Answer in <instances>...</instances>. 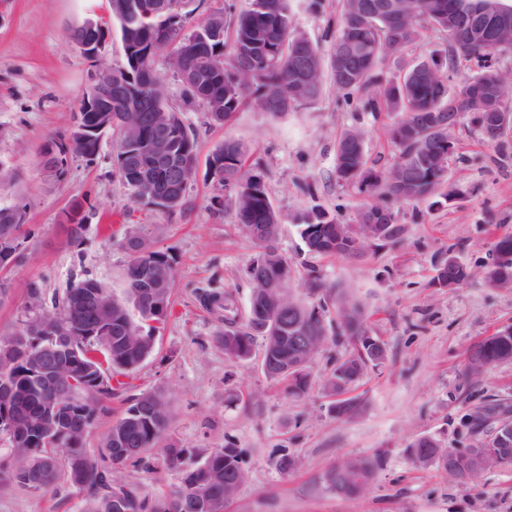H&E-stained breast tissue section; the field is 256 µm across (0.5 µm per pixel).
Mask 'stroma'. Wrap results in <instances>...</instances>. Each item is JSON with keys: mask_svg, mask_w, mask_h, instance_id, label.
<instances>
[{"mask_svg": "<svg viewBox=\"0 0 512 512\" xmlns=\"http://www.w3.org/2000/svg\"><path fill=\"white\" fill-rule=\"evenodd\" d=\"M290 9L297 29L329 54L325 28L339 0H322L316 14L308 0H290ZM109 15V0H0V163L20 173L16 186L0 189V202L24 198L34 232L25 262L0 278V338L24 320L32 281L46 307L85 279L124 298L129 236L152 241L176 269L173 313L151 356L124 375L109 400L87 441L90 453L99 454L104 434L133 398L157 391L170 403L164 441L183 448L184 466L228 442L243 449L248 479L224 512H512V470L487 471L463 488L437 466L416 465L408 452L424 436L445 448L473 447L469 414L488 400L512 406V362L478 377L465 369L473 343L512 326V288L487 287L479 275L493 240L512 234V153L486 146L474 124L462 120L446 181L434 196L397 207L404 240L358 261H337L309 255L293 219L317 206L352 221L363 199L336 182V137L359 126L368 156L390 161L386 115L346 103L329 83L315 104L278 118L253 106L222 128L210 125L203 110L183 112L201 154L232 137L262 160L270 199L284 217L277 243L298 278L313 272L327 287L350 292L365 306L372 335L385 342L384 364L353 387L360 411L336 418L322 393L334 345L312 362L311 388L300 398L265 376L260 353L233 362L216 348L224 323L200 308L195 291H232L239 315H246L252 291L246 267L255 249L232 216L215 217L204 172L189 183L183 212L168 215L138 209L114 179L111 136L102 138L95 162L71 158L59 176L42 167L44 143L69 128L88 83V62L70 42L71 29L90 18L108 22L106 59L123 60ZM75 206L82 221L71 224L66 214ZM450 256L474 276L459 288L435 287L436 268ZM284 452L297 459L285 474L276 467ZM375 454L381 466L364 495L328 490L323 475L336 462ZM83 508L81 494L67 484L47 494L23 488L0 494V512Z\"/></svg>", "mask_w": 512, "mask_h": 512, "instance_id": "obj_1", "label": "stroma"}]
</instances>
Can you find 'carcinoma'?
Here are the masks:
<instances>
[{
    "label": "carcinoma",
    "instance_id": "carcinoma-1",
    "mask_svg": "<svg viewBox=\"0 0 512 512\" xmlns=\"http://www.w3.org/2000/svg\"><path fill=\"white\" fill-rule=\"evenodd\" d=\"M165 2L110 0L122 45L142 58L137 69L127 56L117 66L102 59L92 61L91 83L81 97L85 103L110 91L113 172L138 206L149 210L162 206L168 214L183 210L185 191L199 162L196 135L184 124L181 111L168 104L166 86L155 72L160 57L180 82L184 102L202 104L214 126L228 124L251 100L262 108L272 100L288 98L289 111L295 112L321 95L328 69L336 87L366 98L370 111L394 114L388 131L394 155L388 163L368 157L360 128H346L337 136L336 180L376 202L362 208L353 224H343L317 208L302 214L298 233L310 254L357 260L377 242L400 240L405 228L397 223L392 204L425 199L445 181L456 152L452 132L464 116L472 117L488 146L507 147V130L494 125V112L499 97L512 85V76L489 63L495 56L512 55V46L502 45L512 33L495 32L490 18L497 14L512 20V5L506 0H343L336 22L329 26L328 61L297 30L288 0H249L248 8L238 13L227 3L199 18L202 0H182L179 11L170 16L158 12ZM429 28L443 34L444 52L414 63L396 81L386 79L385 61L416 44ZM302 49L307 76L296 82L293 62ZM465 62L475 63L476 70L449 85L447 72ZM159 114L174 127V149L182 156V177L175 182L136 176ZM90 116L76 112L71 130L50 140L43 151L45 169L63 173L67 163L63 148L70 140L76 143L73 155L96 156L101 135L79 146L80 128L89 125ZM205 167L215 190L226 193L215 215L224 218V204H230L235 228L257 249L247 267L252 293L244 320L238 318L231 293L216 288L199 293L203 307L217 304L224 310V334L214 337L216 346L227 359L243 361L261 345L266 377L283 385L288 395L302 397L310 388L309 364L329 337L345 349L323 383L332 397L330 411L338 419L356 414L360 403L346 396L349 387L385 361L384 344L371 335L363 307L345 293L331 296L317 276L299 285L305 297L293 290L294 271L276 246L282 215L268 195L261 162L250 161L245 143L224 139L209 152ZM26 209L21 199L0 204V272L10 271L26 256L14 246L17 238L31 237L25 227ZM250 224L261 230L256 239L248 232ZM126 246L135 249L125 273L126 300L112 297V291L94 279L78 283L66 295L60 314L72 344L26 335L31 316L12 336L0 340V369L9 370L12 382L11 393L0 395V416L7 414L15 423L11 430L0 429V437L9 444L8 459L0 463V489L20 486L47 493L68 483L67 474L73 472L86 502L84 512H112L114 496L119 497L120 512H213L211 499L234 495L248 479L241 451L230 442L208 452L198 467L182 471L180 484L165 501H153L135 487L114 481V475L129 464L150 473L160 462L176 469L182 463L181 448L170 446L162 449L163 458L155 456L169 424L168 400H155L157 393H141L112 423L100 459L86 448L85 430H93L107 411L106 402L116 390L112 380L151 355L154 332L173 311L176 273L168 255L140 237L129 239ZM491 253V262L482 267V280L490 288L512 286V234L497 237ZM158 267L166 273V287L157 296L147 283V272ZM284 272L288 278L282 287H268ZM473 276L465 264L445 262L437 269L434 285L458 287ZM96 291L112 299L111 335L102 341L84 339L95 319V303L88 296ZM302 336L312 340L313 348L303 347ZM47 344L60 349L73 379L56 390L58 413L71 423L51 434L45 433L41 422L47 389L31 377ZM511 361L512 327H507L473 346L466 368L480 376ZM410 454L421 465L440 457L457 484L474 482L467 474L472 462L467 449L443 448L436 439L422 437L411 444ZM378 468L377 456H352L345 468L329 469L324 480L338 495L360 496L366 489L354 476L363 472L372 478ZM493 468L511 470L512 454L502 458L484 454L477 472Z\"/></svg>",
    "mask_w": 512,
    "mask_h": 512
}]
</instances>
